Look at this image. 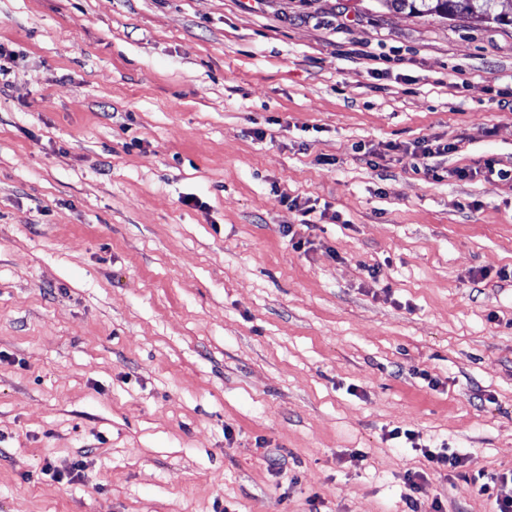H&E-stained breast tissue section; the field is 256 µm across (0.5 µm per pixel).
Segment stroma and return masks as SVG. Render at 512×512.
<instances>
[{"label": "stroma", "instance_id": "stroma-1", "mask_svg": "<svg viewBox=\"0 0 512 512\" xmlns=\"http://www.w3.org/2000/svg\"><path fill=\"white\" fill-rule=\"evenodd\" d=\"M0 46V512H492L511 26L0 0ZM432 447V448H431ZM423 446L421 452L424 458L432 464L436 465H448L450 467H458L463 463V458L458 455L454 450L445 447L444 445L439 446Z\"/></svg>", "mask_w": 512, "mask_h": 512}]
</instances>
